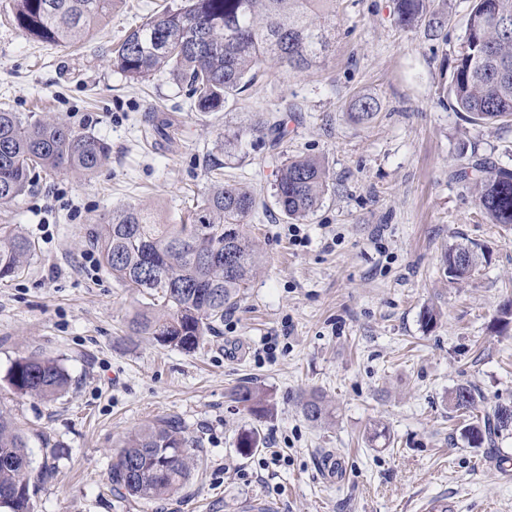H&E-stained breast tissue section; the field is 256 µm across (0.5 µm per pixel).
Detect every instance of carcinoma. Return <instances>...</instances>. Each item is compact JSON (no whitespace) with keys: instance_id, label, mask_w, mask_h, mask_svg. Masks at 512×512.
Returning <instances> with one entry per match:
<instances>
[{"instance_id":"carcinoma-1","label":"carcinoma","mask_w":512,"mask_h":512,"mask_svg":"<svg viewBox=\"0 0 512 512\" xmlns=\"http://www.w3.org/2000/svg\"><path fill=\"white\" fill-rule=\"evenodd\" d=\"M114 0H13L19 29L45 43L76 44L112 11ZM433 0H397L398 21L412 27L428 17L432 30L444 19L428 11ZM465 35L450 87L455 108L475 123L512 121V0H471ZM336 28V0H185L165 8L127 33L112 50V65L133 81L160 70L185 83L199 111L218 112L259 74L276 66L284 72L306 71L327 57ZM378 102L357 96L350 104L357 118H371ZM110 148L89 133H79L56 119L29 121L0 110V207L8 206L32 186L31 173L78 170L94 174ZM472 180L477 205L492 224H512V170L480 163L459 170ZM328 171L314 157L286 158L276 169L274 197L291 220L306 218L327 187ZM256 206L243 187L214 177L210 188L181 224H161L155 214L134 203L121 204L90 225L86 243L123 286L150 298V308L130 320L133 332L158 345L186 352L224 322L259 266V249L244 229ZM36 247L16 228L0 225V280L23 273ZM450 282L468 279L478 254L457 245L445 255ZM69 376L48 357L27 356L13 364L9 384L18 393L53 399L64 392ZM477 394L469 385L451 393L457 411L469 410ZM234 402L258 417L273 411L270 396L239 386ZM312 423L331 418L318 393L299 400ZM512 423V413L497 411L466 426L465 435L479 447ZM199 442L173 417L144 425L122 443L110 472L116 490L137 500L164 499L179 493L197 467ZM47 476L34 472L25 434L0 412V497L15 498L7 512H34L30 488Z\"/></svg>"}]
</instances>
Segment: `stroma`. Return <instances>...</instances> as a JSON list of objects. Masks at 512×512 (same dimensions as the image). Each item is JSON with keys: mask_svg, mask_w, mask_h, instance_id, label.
<instances>
[{"mask_svg": "<svg viewBox=\"0 0 512 512\" xmlns=\"http://www.w3.org/2000/svg\"><path fill=\"white\" fill-rule=\"evenodd\" d=\"M182 0H118L84 44L42 43L0 0V109L54 115L111 148L93 175L32 173L31 192L0 211L36 244L19 276L0 280V408L28 436L35 512H237L262 498L277 512H420L429 500L462 512H512V428L473 447L464 427L512 409V328L497 310L512 299V226L490 223L461 165L512 168V123L476 124L439 101L451 83L470 0H440L445 24L402 27L396 0H338L322 64L274 72L223 110L198 112L167 73L133 82L110 50L156 10ZM378 99L366 123L349 111ZM285 121L280 149L321 159L328 187L296 243L274 198L262 117ZM245 136L238 152L224 137ZM248 187L245 229L261 263L217 332L187 353L131 335L146 304L85 247L86 230L112 207L136 203L179 224L207 192L213 161ZM458 244L484 256L471 277L448 280ZM442 313L425 327L428 307ZM272 350H263L264 342ZM59 359L70 385L48 402L15 393L19 357ZM241 382L271 395L258 419L229 398ZM470 385L477 402L453 411L449 393ZM330 401L329 423L308 422L302 393ZM176 417L200 441L198 465L179 494L154 502L109 490L124 438ZM386 434L374 438V428ZM255 431L249 455L239 434ZM340 461L339 478L328 464Z\"/></svg>", "mask_w": 512, "mask_h": 512, "instance_id": "35a3bbf8", "label": "stroma"}]
</instances>
